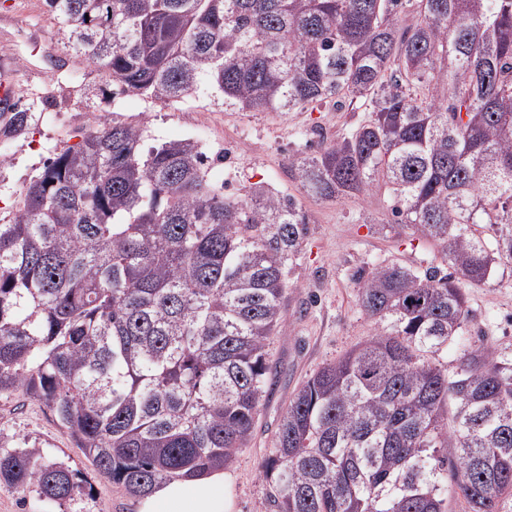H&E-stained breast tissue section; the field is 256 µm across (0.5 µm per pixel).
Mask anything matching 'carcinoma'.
Listing matches in <instances>:
<instances>
[{"label": "carcinoma", "instance_id": "cac0c4a2", "mask_svg": "<svg viewBox=\"0 0 512 512\" xmlns=\"http://www.w3.org/2000/svg\"><path fill=\"white\" fill-rule=\"evenodd\" d=\"M102 100L173 102L201 79L246 112L356 103L368 119L294 163L308 196L384 187L393 223L448 273L360 280L364 343L288 405L260 474L276 512H499L512 495V362L435 356L466 289L512 263V0H44ZM410 8L414 24L394 17ZM16 104L3 136L24 132ZM190 138L112 123L54 154L0 223V393L52 412L99 474L145 497L246 447L286 331V269L306 236L292 195H224ZM0 484L64 503L80 485L26 440Z\"/></svg>", "mask_w": 512, "mask_h": 512}]
</instances>
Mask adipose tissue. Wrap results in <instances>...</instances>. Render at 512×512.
I'll return each mask as SVG.
<instances>
[{
	"label": "adipose tissue",
	"instance_id": "adipose-tissue-1",
	"mask_svg": "<svg viewBox=\"0 0 512 512\" xmlns=\"http://www.w3.org/2000/svg\"><path fill=\"white\" fill-rule=\"evenodd\" d=\"M138 512H233L223 471L159 485L139 503Z\"/></svg>",
	"mask_w": 512,
	"mask_h": 512
}]
</instances>
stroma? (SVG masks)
Listing matches in <instances>:
<instances>
[{
  "instance_id": "stroma-1",
  "label": "stroma",
  "mask_w": 512,
  "mask_h": 512,
  "mask_svg": "<svg viewBox=\"0 0 512 512\" xmlns=\"http://www.w3.org/2000/svg\"><path fill=\"white\" fill-rule=\"evenodd\" d=\"M2 60L15 72L18 101L35 103L39 120L12 141L6 153L9 163L0 167L1 220L9 219L30 179L54 151L114 119L138 122L160 141L197 140L212 157L231 147V160L224 166L226 191L239 195L244 187L261 183L301 202L309 224L302 250L288 266L286 332L268 346L277 375L262 397L248 447L225 469L234 512H274L260 465L291 398L325 363L376 331L357 302L360 277L391 261L414 269L443 264L438 247L412 229L390 223L392 201L384 190L322 201L300 189L293 161L311 153L320 140L351 132L366 120V113L350 106L339 111L244 112L205 79L195 95L178 103L137 96L103 101L95 93L99 76L66 54L43 0H0ZM467 295L465 333L439 353V362L455 365L464 352L478 346L511 360L512 265L499 268ZM23 437L75 470L81 489L72 500L58 504L36 488L0 484V512H138V498L95 471L50 411L21 393L1 394L0 444L10 447Z\"/></svg>"
}]
</instances>
